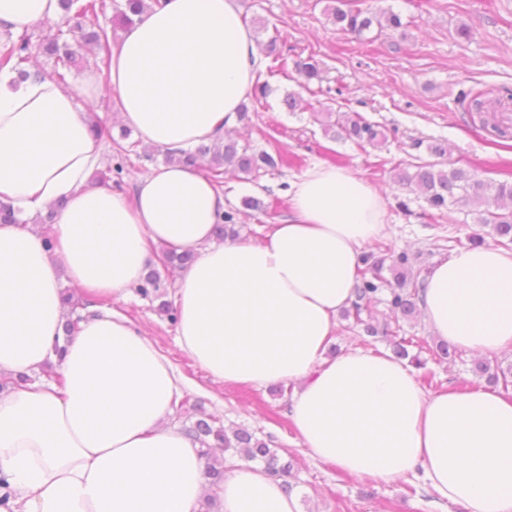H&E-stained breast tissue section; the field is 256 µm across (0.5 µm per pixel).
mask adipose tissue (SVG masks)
<instances>
[{
	"instance_id": "1",
	"label": "adipose tissue",
	"mask_w": 512,
	"mask_h": 512,
	"mask_svg": "<svg viewBox=\"0 0 512 512\" xmlns=\"http://www.w3.org/2000/svg\"><path fill=\"white\" fill-rule=\"evenodd\" d=\"M59 0H0V34L61 19ZM237 0H168L122 32L107 72L77 89L46 73L0 72V199L23 217L56 201L55 246L0 224V377L58 357L63 387L0 394V476L12 512H302L263 467L232 463L209 483L201 445L171 425L182 381L135 323L96 298L126 300L149 244L196 251L174 294L181 348L225 385L294 384L288 416L316 460L381 483L422 479L435 504L512 512V400L476 385L428 393L387 354L325 353L355 298L363 248L382 235L383 196L351 170L316 164L288 190L263 242L216 243L223 192L179 165L141 176L134 198L88 184L103 147L87 104L109 84L123 124L179 150L223 140L259 77ZM84 288L64 338L59 282ZM433 336L471 353L512 348V251L467 246L438 260L419 293Z\"/></svg>"
}]
</instances>
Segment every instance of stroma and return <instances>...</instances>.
<instances>
[{"mask_svg": "<svg viewBox=\"0 0 512 512\" xmlns=\"http://www.w3.org/2000/svg\"><path fill=\"white\" fill-rule=\"evenodd\" d=\"M243 17L258 44L279 36L284 45L282 70L262 58L260 83L268 87L264 107L250 111L237 137L254 150L280 149L288 164L260 171L251 179L225 177L221 188L227 206L252 196L265 205L239 219L242 237L262 239L287 212L289 183L313 164L342 163L380 190L386 202L383 242L406 251L415 267L427 270L471 237L497 244L491 226L479 223L474 207L449 204L431 210L415 188L395 183V170H414L434 162L431 145L447 149L450 167L492 182H512V0H359L362 9L400 16L401 30L371 31L356 37L338 30L332 0H240ZM468 26L471 38L458 36ZM314 58L321 77L304 83L298 61ZM474 90L495 102V111L469 112L458 104L459 90ZM299 94L295 111L283 104ZM359 113L378 126L385 138L375 146L326 136L320 125L326 113ZM158 300L131 295L119 308L138 324L171 360L185 384L178 396L183 409L173 425L187 428L196 420L217 417L272 441L282 460L292 462L287 477L300 492L304 512H465L459 505L439 509L422 481L383 484L355 478L311 459L299 446L288 418L290 393L269 387H227L213 381L181 349L174 325L161 315ZM407 335L423 345L424 368L415 376L433 389L486 383L479 356L461 352L453 360L435 358L437 340L422 318L404 322Z\"/></svg>", "mask_w": 512, "mask_h": 512, "instance_id": "stroma-1", "label": "stroma"}]
</instances>
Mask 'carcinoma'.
<instances>
[{"instance_id":"1","label":"carcinoma","mask_w":512,"mask_h":512,"mask_svg":"<svg viewBox=\"0 0 512 512\" xmlns=\"http://www.w3.org/2000/svg\"><path fill=\"white\" fill-rule=\"evenodd\" d=\"M66 28L58 29L57 33L44 42L33 40L32 34L25 32L17 37L10 36L0 42V70L7 68L26 75V67L31 64L35 55L43 54L53 60L48 74L62 86L67 85L68 78L82 65L84 57L79 51L88 49L93 55L96 65L108 67L112 51V32L133 24L134 17L142 16L151 8L153 0H60ZM333 22L345 33L358 37L373 27L380 29L389 26L398 29L402 26L399 16L390 13L381 15L360 8H353L345 0H337L331 9ZM460 104H468L469 110L480 112L486 108L482 94L470 90H461L456 95ZM329 121L323 123L325 134H337L350 139L356 144L367 143L372 146L380 141L383 133L365 121L360 115L343 114L335 121H330L332 113H326ZM92 130L100 139L110 142L111 155L115 163L109 165L103 176L122 188L123 173L127 170L131 156H140L137 148L140 142L127 145L123 141L129 139L130 132L121 130L120 139L112 137L110 131L98 120L91 121ZM164 160L168 163L182 165L191 169H203L207 176L216 184L223 183L228 173L252 176L266 168H275L284 162L279 151L256 152L249 144L241 145L229 138L222 142L209 145L201 144L189 151L180 153L167 152ZM400 184H415L424 194L429 206L437 211L447 207L448 203L461 202L480 209V221L493 226L495 233L501 238L512 237V183L488 182L474 177L461 168H446L441 163H427L417 167L414 173L401 170L395 174ZM240 210L231 208L224 212L222 222L214 225V234L220 238H234L239 235L235 228L238 224ZM163 267H182L193 261L190 251L176 253L166 251L158 256ZM363 269L359 271L354 286L355 300L346 309L342 317L363 327L362 342L371 345L375 338L381 336L390 342L393 354L399 359H406L410 365L420 368L423 361L420 354H412L411 347L419 346L414 337L402 335V320H411L417 314L419 301V276L412 272L410 257L405 252H396L384 243H378L375 250L362 256ZM161 277L155 270L151 271L136 288L137 293L151 297L159 292ZM388 292L387 303L392 313V320L382 327L374 326L363 319V314H372L371 305L381 291ZM478 370L488 374L489 380L502 382L507 387L512 383V366L502 368L492 362H481ZM187 434L205 446L202 456L206 459V474L219 479L224 474V464L228 458L238 456L246 461H258L264 469L274 477L287 475L291 470V462H280L277 452L270 448L269 443L245 429H231L216 425L215 418L199 419L188 428ZM230 454L220 457L217 451Z\"/></svg>"}]
</instances>
